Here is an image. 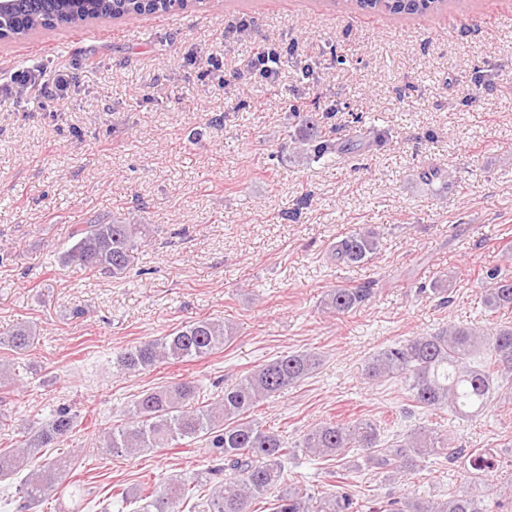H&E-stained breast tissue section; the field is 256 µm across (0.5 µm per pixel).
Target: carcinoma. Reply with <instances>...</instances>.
<instances>
[{
	"instance_id": "1",
	"label": "carcinoma",
	"mask_w": 512,
	"mask_h": 512,
	"mask_svg": "<svg viewBox=\"0 0 512 512\" xmlns=\"http://www.w3.org/2000/svg\"><path fill=\"white\" fill-rule=\"evenodd\" d=\"M444 0H356L365 11L386 10L392 14H421ZM104 12L133 11L128 0H91ZM79 25L70 0H19L13 14L18 27H53L62 16ZM309 135L301 142L315 143L318 158L336 154V144L326 136L321 113L291 110ZM152 234L149 224H128L113 219L86 224L72 232V245L62 253L61 263L114 277L124 274L131 254ZM379 236L361 227L336 241L331 256L346 265L362 263L374 254ZM485 307L496 312L512 308V274L498 266L482 271ZM371 285L338 286L329 289L322 312L340 317L356 311L371 296ZM36 328L16 326L0 344L15 352L27 351L35 342ZM234 338L232 326L200 318L176 328L159 339L125 348L113 361L120 373L150 371L162 363L197 361L221 352ZM488 352L485 361L477 355ZM320 358L310 352H293L256 366L235 382L220 386L204 398L197 382L176 379L141 392L128 406L127 421L112 426L104 448L114 457L130 456L145 449L165 450L200 444L209 449L211 466L200 477L147 481L129 491L112 487V500L133 512H255L253 505L267 504L268 512H359L357 498L349 491L346 456L353 454L379 473L413 471L426 459L442 457L457 465L471 482L482 486L479 495L448 499L404 496L387 501L379 512H512V492L491 487L489 476L503 465L501 456L488 448L466 450L454 446L450 434L420 428L383 440L384 428L367 418L330 420L310 429L298 442H289L281 431L260 425L253 418L261 404L307 379L319 367ZM512 377V325L493 336L454 323L440 331L414 336L374 355L364 366V378L374 385L398 378L413 406L425 410H451L471 418L482 411L490 395L512 400V387L502 386ZM77 414L61 403L41 425L28 432L17 446L0 448V481H15L17 512H29L55 490L59 478L76 465L75 455L60 452L20 475L24 460L46 448H58L72 436ZM303 449L312 457H330L339 463L335 485L321 494L289 487L281 482L285 463Z\"/></svg>"
}]
</instances>
